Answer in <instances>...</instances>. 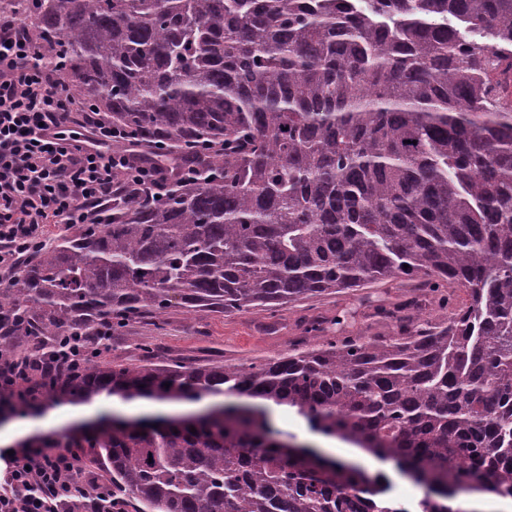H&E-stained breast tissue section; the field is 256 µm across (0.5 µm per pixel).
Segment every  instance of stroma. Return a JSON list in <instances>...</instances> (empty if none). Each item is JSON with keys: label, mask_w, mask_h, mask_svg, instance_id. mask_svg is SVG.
I'll return each instance as SVG.
<instances>
[{"label": "stroma", "mask_w": 512, "mask_h": 512, "mask_svg": "<svg viewBox=\"0 0 512 512\" xmlns=\"http://www.w3.org/2000/svg\"><path fill=\"white\" fill-rule=\"evenodd\" d=\"M401 294V288L385 284L302 302L275 313L252 310L228 316L209 311L188 314L174 308L166 315L163 327L139 322L130 330L114 332L111 346L102 357L136 362L147 354L157 363L250 362L287 351L294 338L304 335L307 320L314 317L334 322L338 334H375L370 313L375 306L396 300ZM112 411L127 414L131 408L116 397L73 404L58 394L40 411L23 415L1 411L0 448L14 447L31 438L61 439L81 422Z\"/></svg>", "instance_id": "1"}]
</instances>
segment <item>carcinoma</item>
I'll list each match as a JSON object with an SVG mask.
<instances>
[{
    "label": "carcinoma",
    "mask_w": 512,
    "mask_h": 512,
    "mask_svg": "<svg viewBox=\"0 0 512 512\" xmlns=\"http://www.w3.org/2000/svg\"><path fill=\"white\" fill-rule=\"evenodd\" d=\"M43 60L135 143L196 166L112 201L0 287V350L38 357L168 309L232 315L415 280L373 316L261 362H104L48 384L221 409L115 422L95 449L135 512H409L357 465L285 452L276 407L390 464L421 512L512 498V0H39ZM416 144H411V141ZM409 268H404V265ZM448 283V292L429 287ZM435 302L446 314H422ZM169 387H164V384ZM196 432H190V429ZM93 488L75 487L63 512ZM484 501H497L498 504L501 503L498 498L490 494L476 495L474 497L459 495L458 497L449 500L448 506L453 510H460L462 512H473L472 510H477V512H488V510H484L486 507Z\"/></svg>",
    "instance_id": "1"
}]
</instances>
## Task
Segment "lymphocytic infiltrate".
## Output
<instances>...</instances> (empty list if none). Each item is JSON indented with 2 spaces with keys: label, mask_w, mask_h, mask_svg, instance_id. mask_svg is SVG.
Segmentation results:
<instances>
[{
  "label": "lymphocytic infiltrate",
  "mask_w": 512,
  "mask_h": 512,
  "mask_svg": "<svg viewBox=\"0 0 512 512\" xmlns=\"http://www.w3.org/2000/svg\"><path fill=\"white\" fill-rule=\"evenodd\" d=\"M37 0H0V282L34 256L51 232L112 221V197L135 185L160 198L170 179L195 180L197 170L167 150L139 158L115 150L123 134L72 93L59 70L41 63L27 26ZM90 340L43 361L22 350L0 355V399L16 412L43 405L46 379L58 365L73 367L100 353ZM79 448L30 442L0 448V512H59L90 477Z\"/></svg>",
  "instance_id": "obj_1"
}]
</instances>
